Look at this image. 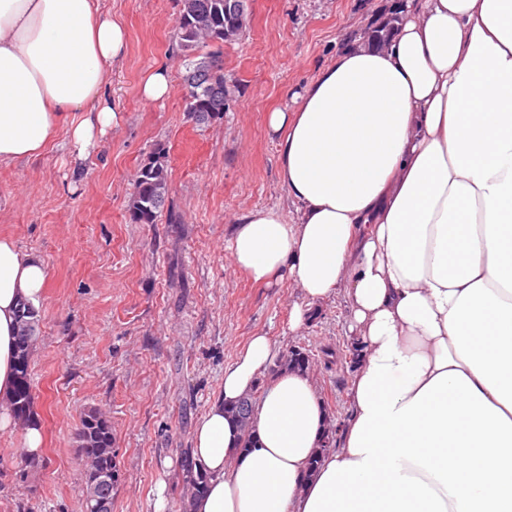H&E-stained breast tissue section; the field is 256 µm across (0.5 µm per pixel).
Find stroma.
Returning <instances> with one entry per match:
<instances>
[{
  "label": "stroma",
  "mask_w": 512,
  "mask_h": 512,
  "mask_svg": "<svg viewBox=\"0 0 512 512\" xmlns=\"http://www.w3.org/2000/svg\"><path fill=\"white\" fill-rule=\"evenodd\" d=\"M104 4L128 32L108 86L116 125L81 165L61 135L39 158L0 167V236L40 255L48 275L31 357L43 451L26 464L24 429H0V512H83L77 432L90 409L112 426V512H155L160 493L165 512H180L181 453L225 367L258 334L284 351L310 349L331 424H346L351 408L357 365L343 294L290 329L298 290L254 283L229 239L242 211L293 209L269 113L291 107L343 38L383 22L391 0H254L244 35L224 47V73L236 79L230 109L201 125L184 110L179 0ZM159 66L170 71V93L150 103L140 86ZM159 144L168 199L156 223L135 224L133 180Z\"/></svg>",
  "instance_id": "1"
}]
</instances>
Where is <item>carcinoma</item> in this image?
Wrapping results in <instances>:
<instances>
[{
    "instance_id": "obj_1",
    "label": "carcinoma",
    "mask_w": 512,
    "mask_h": 512,
    "mask_svg": "<svg viewBox=\"0 0 512 512\" xmlns=\"http://www.w3.org/2000/svg\"><path fill=\"white\" fill-rule=\"evenodd\" d=\"M195 8L178 16L176 30L178 52L185 62L184 100L188 117L205 124L224 115V95L233 94L232 85L224 81L223 47L239 40L246 28L239 25L230 36H224V0H192ZM165 147L157 145L154 157L138 169L134 179L130 220L135 224H153L164 209L169 193L167 165L161 161ZM20 330L17 341V386L10 407L24 424L32 419L33 394L30 383V356L36 340L39 319L31 308L20 310ZM309 350L295 347L281 360V369L310 370ZM242 431L239 448L253 444L250 419L252 400L246 397L229 409ZM79 453L84 461L86 495L84 512H112V491L117 482L116 456L112 451V428L96 410L84 414L78 434ZM185 482L183 512H189L190 500L201 494L208 475L195 469L189 449L182 452Z\"/></svg>"
}]
</instances>
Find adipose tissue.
<instances>
[{
  "mask_svg": "<svg viewBox=\"0 0 512 512\" xmlns=\"http://www.w3.org/2000/svg\"><path fill=\"white\" fill-rule=\"evenodd\" d=\"M102 0H0V165L65 133L86 158L117 121L126 55ZM292 111L271 113L296 207L234 219L236 266L299 289L291 328L343 293L362 347L342 441L319 445L311 378L281 372L236 453L227 409L280 355L256 336L225 368L191 457L192 512H512V0H406L390 45L343 42ZM43 260L0 238V429L11 424L21 306Z\"/></svg>",
  "mask_w": 512,
  "mask_h": 512,
  "instance_id": "adipose-tissue-1",
  "label": "adipose tissue"
}]
</instances>
